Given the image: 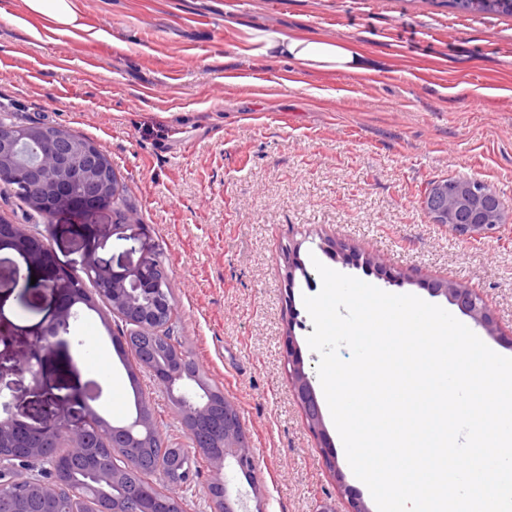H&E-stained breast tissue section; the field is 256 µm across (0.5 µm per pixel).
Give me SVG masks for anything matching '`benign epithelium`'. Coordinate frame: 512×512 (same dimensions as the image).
I'll return each instance as SVG.
<instances>
[{"mask_svg": "<svg viewBox=\"0 0 512 512\" xmlns=\"http://www.w3.org/2000/svg\"><path fill=\"white\" fill-rule=\"evenodd\" d=\"M96 151L92 143H81L71 137L58 134L44 136L36 131L23 132L18 126L0 121V156L15 161L27 155V161L16 172L0 176V190L17 191L13 182L24 187L25 173L37 174L45 168L57 172L53 182L54 190L64 195L63 206L55 214L69 212V205L79 207L82 233L85 236V253L81 272L60 274L52 284L43 289L44 294L54 298L57 291L69 297V306L52 316L41 331L27 344L26 353L19 363L22 373L30 376L32 382H42L45 362L52 356L68 349L70 345V320L77 313L72 306L85 302L78 284L88 280L98 285L99 296L112 307V314L125 323L135 326L139 338L145 344L138 347L125 336L114 342L118 349L137 356L139 367L151 374L167 390L173 405L193 439V449L180 443L169 445V463L166 466L151 465L154 480L144 487L142 497L127 493L126 476L141 468L134 451L133 431L141 429L152 432L153 416L147 398H139L140 409L135 420L129 425H112L101 417L91 405L103 393L97 387L90 393L86 384H79L63 397V404L56 414L37 426L23 420L7 400L11 386L3 383L0 374V441L19 438L25 442V459L22 462L0 454V476L5 481L2 487H17L28 498L43 502L55 501L60 489L70 488V494L83 497V487L68 479L66 462L54 458L53 450L47 443L60 439L67 444L68 456L72 459L83 457L88 450V433L101 427L112 430L113 446L124 449L122 465H110L104 459L91 462L93 474L99 483L109 487L108 501L97 506L94 512H181V504L189 486V477L174 478L172 471L190 459L194 451L204 456L214 479L208 487L210 502L216 512H240V492L224 478V470L240 472L249 481L256 480V462L250 441L235 403L221 396L215 402L213 392H201L184 385L182 374L188 358L186 353L167 345L160 331L161 320L171 314L173 304L165 292L169 275L160 276L158 270L164 267L158 253L147 252L133 265L118 268L109 267L96 255V225L92 218L99 210L110 208L112 199L108 196V183L93 171L79 169L81 156ZM487 183L477 177H455L433 184L424 193L423 199L433 195L448 198V210L432 211L427 205L422 209L436 224L448 228V233L459 240L477 241L488 237L505 223V206L499 201L490 208L486 201ZM19 242L26 247V254L40 256L44 250L43 240L36 236L0 225V243L13 245ZM301 244L288 246L285 254L288 279V329L284 336L285 364L288 365V380L305 414V421L313 433L325 441L323 459L326 467L336 476L339 487L345 488V477L338 466L336 450L328 442L324 416L312 381L304 370L302 352L298 344L295 327L302 326L297 320L294 291L296 273H301L309 287L316 286L314 278L306 270L300 258ZM321 249L342 260L345 265L363 268L371 274L382 277L386 283L395 285L404 280V275L384 266L380 258L360 253L340 241L326 240ZM428 291L434 296H444L448 302L481 326L488 336L499 337L497 323L484 299L473 289L450 281H434L428 284ZM48 462L50 469L44 479L31 480L23 474L29 462Z\"/></svg>", "mask_w": 512, "mask_h": 512, "instance_id": "benign-epithelium-1", "label": "benign epithelium"}]
</instances>
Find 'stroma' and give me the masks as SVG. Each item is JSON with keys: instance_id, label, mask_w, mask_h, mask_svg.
Returning <instances> with one entry per match:
<instances>
[{"instance_id": "1", "label": "stroma", "mask_w": 512, "mask_h": 512, "mask_svg": "<svg viewBox=\"0 0 512 512\" xmlns=\"http://www.w3.org/2000/svg\"><path fill=\"white\" fill-rule=\"evenodd\" d=\"M84 29L15 24L22 0H0V115L39 121L93 141L128 188L129 221L147 227L130 241L116 218H93L108 265L163 253L180 339L204 375L223 387L255 452L258 486L240 476L243 512H316L331 500L348 512L307 427L284 368L286 297L303 327L304 367L312 319L304 278L288 282L282 250L300 241L303 262L385 286L336 262L322 239L345 242L401 271L393 294L431 296L427 283L474 288L512 357V222L492 237L453 239L421 208L428 185L475 175L512 214V16L463 13L435 0H79ZM288 31L347 42L370 61L366 73L312 70L271 60L255 37ZM47 251L31 258L0 247V327L16 340L57 310L38 285L80 269L84 237L59 215ZM68 352L51 357L42 386L0 356L12 405L31 424L96 380L97 412L113 424L152 401L164 439H184L182 420L149 373L130 375L112 343L117 327L99 299L77 304Z\"/></svg>"}]
</instances>
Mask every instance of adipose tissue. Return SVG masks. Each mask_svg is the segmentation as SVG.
I'll return each instance as SVG.
<instances>
[{
    "label": "adipose tissue",
    "instance_id": "adipose-tissue-1",
    "mask_svg": "<svg viewBox=\"0 0 512 512\" xmlns=\"http://www.w3.org/2000/svg\"><path fill=\"white\" fill-rule=\"evenodd\" d=\"M26 15L50 23L60 33L82 25L78 0H23ZM261 52L267 58H287L305 69L364 71L361 53L348 44L301 38L288 32H267L261 36Z\"/></svg>",
    "mask_w": 512,
    "mask_h": 512
}]
</instances>
